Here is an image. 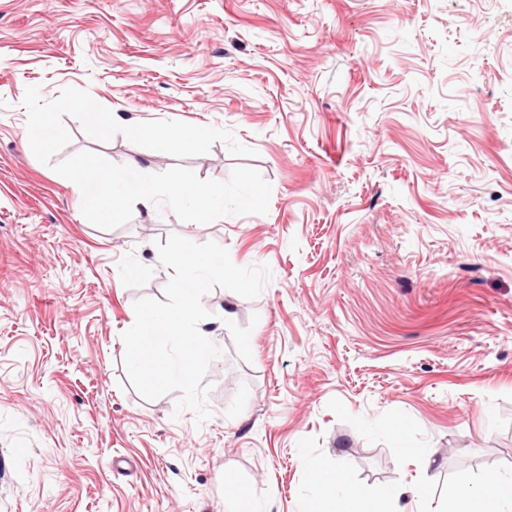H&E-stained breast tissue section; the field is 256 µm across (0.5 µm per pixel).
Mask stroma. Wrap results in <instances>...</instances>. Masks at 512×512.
<instances>
[{
  "mask_svg": "<svg viewBox=\"0 0 512 512\" xmlns=\"http://www.w3.org/2000/svg\"><path fill=\"white\" fill-rule=\"evenodd\" d=\"M30 86L231 130L267 214L95 226L53 169L78 152L218 180L241 160L67 116L43 164ZM173 234L271 270L256 300L203 299L221 354L202 424L124 367ZM310 460L377 493L425 486L431 512L512 466V0H0V512H233L239 491L327 512Z\"/></svg>",
  "mask_w": 512,
  "mask_h": 512,
  "instance_id": "1",
  "label": "stroma"
}]
</instances>
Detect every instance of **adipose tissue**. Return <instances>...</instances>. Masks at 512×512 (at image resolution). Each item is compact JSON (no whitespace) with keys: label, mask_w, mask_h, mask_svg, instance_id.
I'll use <instances>...</instances> for the list:
<instances>
[{"label":"adipose tissue","mask_w":512,"mask_h":512,"mask_svg":"<svg viewBox=\"0 0 512 512\" xmlns=\"http://www.w3.org/2000/svg\"><path fill=\"white\" fill-rule=\"evenodd\" d=\"M308 468L316 498L337 502L339 512H388L387 502L400 497L399 491L393 489L375 494L337 468H326L314 462L309 463ZM448 512H512V470L497 474L481 486L467 482L456 484Z\"/></svg>","instance_id":"adipose-tissue-1"}]
</instances>
